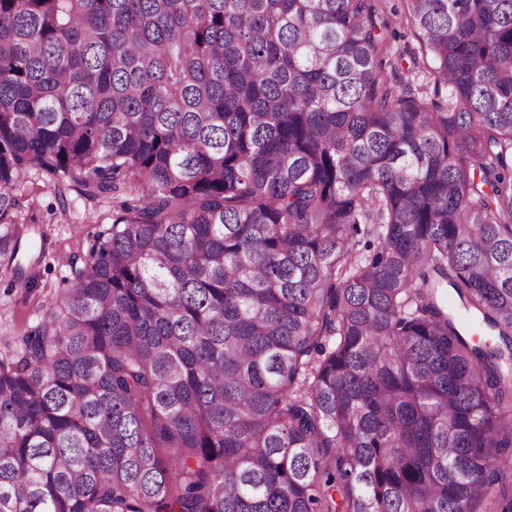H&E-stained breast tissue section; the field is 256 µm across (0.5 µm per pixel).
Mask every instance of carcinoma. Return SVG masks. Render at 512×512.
<instances>
[{
    "label": "carcinoma",
    "instance_id": "cac0c4a2",
    "mask_svg": "<svg viewBox=\"0 0 512 512\" xmlns=\"http://www.w3.org/2000/svg\"><path fill=\"white\" fill-rule=\"evenodd\" d=\"M0 0L32 167L112 198L0 359V512H512V0ZM380 14L389 21V39L385 49V56L382 58L386 73L401 86L406 79L415 78L416 83H425L424 73L408 72L411 63L407 57H400L406 47L417 44L416 37L406 18V2L404 0H379L376 2ZM390 62L398 66L395 73L391 70Z\"/></svg>",
    "mask_w": 512,
    "mask_h": 512
}]
</instances>
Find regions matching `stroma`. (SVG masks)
<instances>
[{
    "instance_id": "1",
    "label": "stroma",
    "mask_w": 512,
    "mask_h": 512,
    "mask_svg": "<svg viewBox=\"0 0 512 512\" xmlns=\"http://www.w3.org/2000/svg\"><path fill=\"white\" fill-rule=\"evenodd\" d=\"M380 14L390 23L384 60L397 68L392 78L423 82V73H410L405 48L416 38L406 18L405 0H378ZM21 208L17 219L34 224L32 250L41 260L25 267L21 279L0 273V358L11 356L17 339L33 329L48 308L68 288L69 259L81 255L85 243L101 225L112 221L111 199H87L79 186L56 191L37 170H30L18 187Z\"/></svg>"
}]
</instances>
